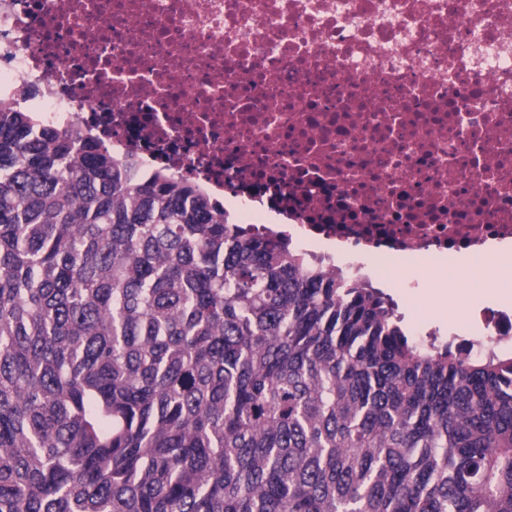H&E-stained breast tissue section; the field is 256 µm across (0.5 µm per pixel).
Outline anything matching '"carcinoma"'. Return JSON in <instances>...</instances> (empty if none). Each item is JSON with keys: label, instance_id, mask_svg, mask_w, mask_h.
<instances>
[{"label": "carcinoma", "instance_id": "1", "mask_svg": "<svg viewBox=\"0 0 512 512\" xmlns=\"http://www.w3.org/2000/svg\"><path fill=\"white\" fill-rule=\"evenodd\" d=\"M0 512H512V356L0 112Z\"/></svg>", "mask_w": 512, "mask_h": 512}]
</instances>
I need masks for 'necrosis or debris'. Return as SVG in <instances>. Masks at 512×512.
I'll return each instance as SVG.
<instances>
[{"label": "necrosis or debris", "mask_w": 512, "mask_h": 512, "mask_svg": "<svg viewBox=\"0 0 512 512\" xmlns=\"http://www.w3.org/2000/svg\"><path fill=\"white\" fill-rule=\"evenodd\" d=\"M20 104L323 262L512 243V0H0ZM480 316L471 354L512 353Z\"/></svg>", "instance_id": "1"}]
</instances>
